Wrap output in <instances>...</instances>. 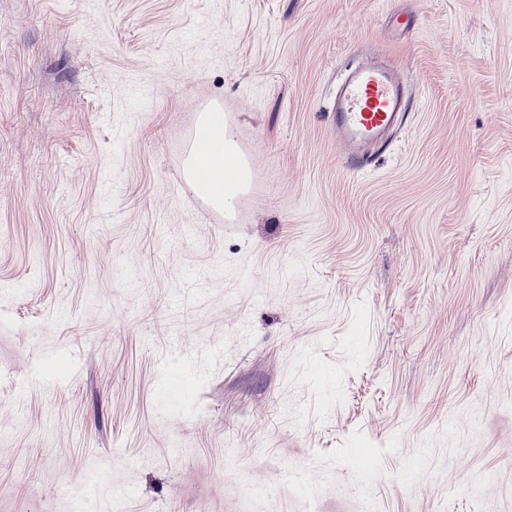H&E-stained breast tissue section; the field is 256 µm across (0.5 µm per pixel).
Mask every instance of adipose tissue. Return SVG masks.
Here are the masks:
<instances>
[{
    "instance_id": "1",
    "label": "adipose tissue",
    "mask_w": 512,
    "mask_h": 512,
    "mask_svg": "<svg viewBox=\"0 0 512 512\" xmlns=\"http://www.w3.org/2000/svg\"><path fill=\"white\" fill-rule=\"evenodd\" d=\"M197 149L188 159V188L207 197L227 215L251 178L248 165L239 162L237 147L220 112L204 113L197 131Z\"/></svg>"
}]
</instances>
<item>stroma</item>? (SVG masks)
<instances>
[{
  "mask_svg": "<svg viewBox=\"0 0 512 512\" xmlns=\"http://www.w3.org/2000/svg\"><path fill=\"white\" fill-rule=\"evenodd\" d=\"M0 512H512V0H0ZM406 110L402 83L394 70L368 63L345 76L328 116L352 169L367 168L374 155L385 151ZM196 140L197 150L188 159L186 184L233 218L237 195L249 182L251 171L239 161L235 141L224 123V113L205 112ZM224 162H233L229 171Z\"/></svg>",
  "mask_w": 512,
  "mask_h": 512,
  "instance_id": "1",
  "label": "stroma"
}]
</instances>
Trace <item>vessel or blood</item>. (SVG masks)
<instances>
[{"label":"vessel or blood","instance_id":"obj_1","mask_svg":"<svg viewBox=\"0 0 512 512\" xmlns=\"http://www.w3.org/2000/svg\"><path fill=\"white\" fill-rule=\"evenodd\" d=\"M406 110L402 83L394 70L368 63L345 76L329 118L352 169L367 168L374 155L385 151Z\"/></svg>","mask_w":512,"mask_h":512}]
</instances>
